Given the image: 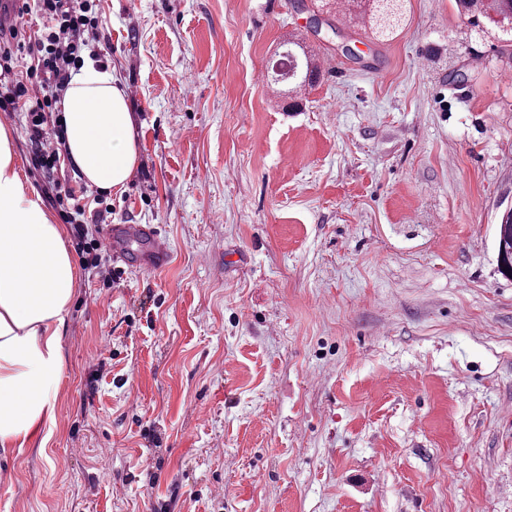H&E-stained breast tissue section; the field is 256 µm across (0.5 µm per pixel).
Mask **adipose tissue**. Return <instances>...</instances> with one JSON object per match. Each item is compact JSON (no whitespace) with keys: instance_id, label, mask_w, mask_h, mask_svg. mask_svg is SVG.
I'll use <instances>...</instances> for the list:
<instances>
[{"instance_id":"obj_1","label":"adipose tissue","mask_w":512,"mask_h":512,"mask_svg":"<svg viewBox=\"0 0 512 512\" xmlns=\"http://www.w3.org/2000/svg\"><path fill=\"white\" fill-rule=\"evenodd\" d=\"M67 157L102 191L139 164L137 119L112 70L85 58L62 101ZM61 225L24 184L0 127V452L22 450L52 419L63 331L79 280Z\"/></svg>"}]
</instances>
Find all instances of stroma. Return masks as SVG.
<instances>
[{"mask_svg":"<svg viewBox=\"0 0 512 512\" xmlns=\"http://www.w3.org/2000/svg\"><path fill=\"white\" fill-rule=\"evenodd\" d=\"M99 5L141 161L112 221L170 258L80 274L0 512H512V59L454 0L383 41L290 0ZM293 41L322 75L292 97ZM497 261L502 272L512 274V212L504 213L496 233Z\"/></svg>","mask_w":512,"mask_h":512,"instance_id":"stroma-1","label":"stroma"}]
</instances>
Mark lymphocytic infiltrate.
<instances>
[{"mask_svg": "<svg viewBox=\"0 0 512 512\" xmlns=\"http://www.w3.org/2000/svg\"><path fill=\"white\" fill-rule=\"evenodd\" d=\"M37 15L42 24L13 42L0 40V112L20 113L29 165L63 223L69 224L89 276L108 261L98 237L111 223L104 193L83 203L63 173L64 124L61 100L73 69L92 48L102 26L96 0H17L14 17Z\"/></svg>", "mask_w": 512, "mask_h": 512, "instance_id": "f902f5d3", "label": "lymphocytic infiltrate"}]
</instances>
